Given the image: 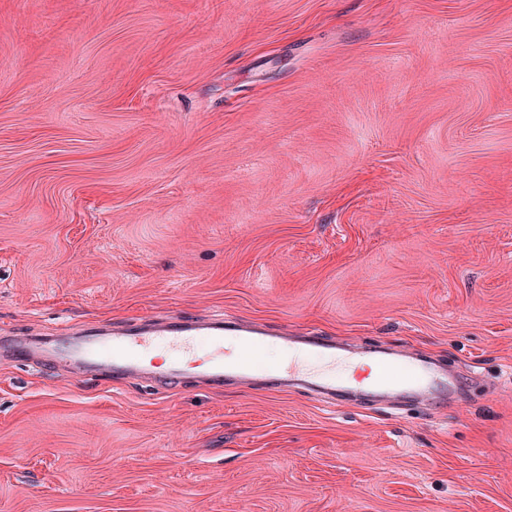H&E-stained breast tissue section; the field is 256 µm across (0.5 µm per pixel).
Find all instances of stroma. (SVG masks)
<instances>
[{
  "mask_svg": "<svg viewBox=\"0 0 512 512\" xmlns=\"http://www.w3.org/2000/svg\"><path fill=\"white\" fill-rule=\"evenodd\" d=\"M216 313L457 401L0 358V512H512V0H0V338ZM373 358L379 367L376 382L378 394L388 399H397L402 393L411 389L415 393L426 395L434 389L429 372L423 367H416L413 373H406L403 368L415 361L407 353L392 354L378 352L368 355Z\"/></svg>",
  "mask_w": 512,
  "mask_h": 512,
  "instance_id": "1",
  "label": "stroma"
}]
</instances>
